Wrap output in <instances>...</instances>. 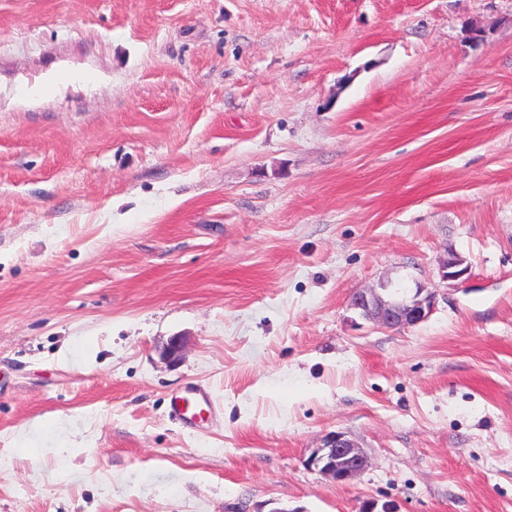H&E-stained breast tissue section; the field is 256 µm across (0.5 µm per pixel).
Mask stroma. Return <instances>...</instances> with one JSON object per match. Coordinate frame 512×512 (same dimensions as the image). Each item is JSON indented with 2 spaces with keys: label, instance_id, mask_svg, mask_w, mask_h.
<instances>
[{
  "label": "stroma",
  "instance_id": "stroma-1",
  "mask_svg": "<svg viewBox=\"0 0 512 512\" xmlns=\"http://www.w3.org/2000/svg\"><path fill=\"white\" fill-rule=\"evenodd\" d=\"M0 456V512H512V0H0ZM436 306V294L417 286L413 292L389 291L388 283L355 294L350 307L379 327L393 329L417 326L431 316ZM203 404L207 405L205 396L195 390L183 396L173 397L170 402V410L176 419L184 421L193 417ZM307 465L337 483H346L366 470L369 457L344 433L332 432L324 437L321 447L311 452Z\"/></svg>",
  "mask_w": 512,
  "mask_h": 512
}]
</instances>
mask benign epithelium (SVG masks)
Wrapping results in <instances>:
<instances>
[{
    "label": "benign epithelium",
    "instance_id": "obj_1",
    "mask_svg": "<svg viewBox=\"0 0 512 512\" xmlns=\"http://www.w3.org/2000/svg\"><path fill=\"white\" fill-rule=\"evenodd\" d=\"M464 261L451 254L443 264V278L458 280L467 274ZM436 306V294L417 286L412 292L389 291V284L368 288L355 294L350 307L379 327L393 329L415 327L431 316ZM309 468L346 483L359 476L369 465V457L353 440L342 432H332L323 439L322 446L314 449L307 459Z\"/></svg>",
    "mask_w": 512,
    "mask_h": 512
}]
</instances>
